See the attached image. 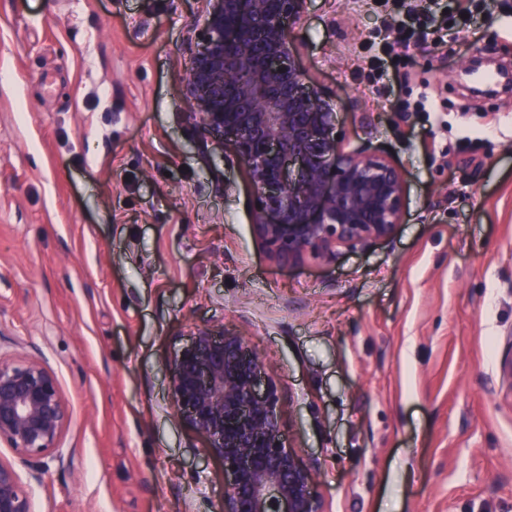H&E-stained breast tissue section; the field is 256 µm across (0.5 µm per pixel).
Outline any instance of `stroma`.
Masks as SVG:
<instances>
[{"mask_svg": "<svg viewBox=\"0 0 512 512\" xmlns=\"http://www.w3.org/2000/svg\"><path fill=\"white\" fill-rule=\"evenodd\" d=\"M202 0H0V352L58 378L72 419L34 512H222L224 464L173 416L169 364L205 325L282 387L324 512H512V0L404 49L373 0H307L299 62L345 144L404 175L395 237L288 267L252 230L232 152L178 89Z\"/></svg>", "mask_w": 512, "mask_h": 512, "instance_id": "35a3bbf8", "label": "stroma"}]
</instances>
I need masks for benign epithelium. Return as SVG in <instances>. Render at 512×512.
<instances>
[{"label": "benign epithelium", "instance_id": "obj_1", "mask_svg": "<svg viewBox=\"0 0 512 512\" xmlns=\"http://www.w3.org/2000/svg\"><path fill=\"white\" fill-rule=\"evenodd\" d=\"M179 94L199 145L229 149L255 192L253 233L279 264H324L390 240L403 214L400 165L345 149L336 101L297 63L289 24L306 0H205ZM174 416L224 462L223 512H321L312 471L286 446L281 385L244 340L204 326L170 364ZM71 422L56 375L22 352L0 355V446L30 469L59 452ZM0 512H31L0 461Z\"/></svg>", "mask_w": 512, "mask_h": 512}]
</instances>
